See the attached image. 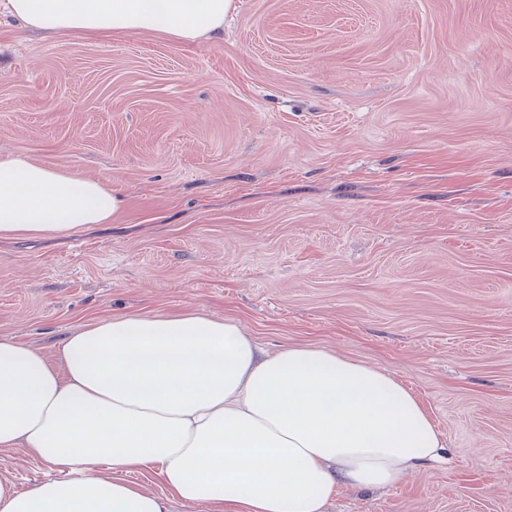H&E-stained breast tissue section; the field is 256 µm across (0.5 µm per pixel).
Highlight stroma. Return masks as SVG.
<instances>
[{
    "label": "stroma",
    "mask_w": 512,
    "mask_h": 512,
    "mask_svg": "<svg viewBox=\"0 0 512 512\" xmlns=\"http://www.w3.org/2000/svg\"><path fill=\"white\" fill-rule=\"evenodd\" d=\"M223 37L0 25V155L120 192L0 237V338L236 319L386 371L454 463L328 512H512V0H234ZM52 472L0 449L21 492Z\"/></svg>",
    "instance_id": "35a3bbf8"
}]
</instances>
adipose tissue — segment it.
<instances>
[{
  "instance_id": "adipose-tissue-1",
  "label": "adipose tissue",
  "mask_w": 512,
  "mask_h": 512,
  "mask_svg": "<svg viewBox=\"0 0 512 512\" xmlns=\"http://www.w3.org/2000/svg\"><path fill=\"white\" fill-rule=\"evenodd\" d=\"M232 0H0L22 30L57 35L224 32ZM123 198L13 156L0 157V235H65L114 220ZM0 448L24 449L52 478L0 512H326L339 487L378 490L443 461L423 404L374 367L325 350L262 348L233 319L197 312L112 316L58 342L54 362L0 340ZM158 469L159 495L106 479L97 463Z\"/></svg>"
}]
</instances>
